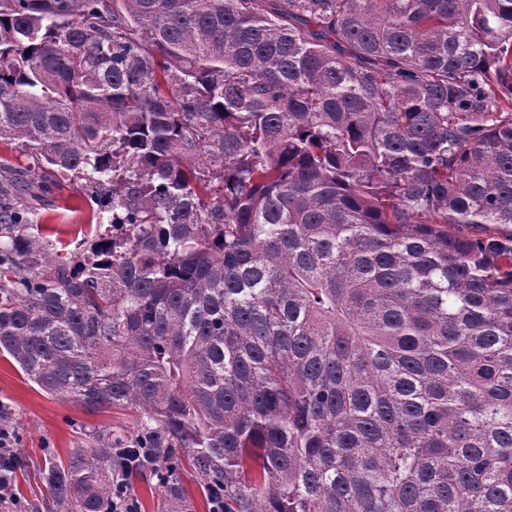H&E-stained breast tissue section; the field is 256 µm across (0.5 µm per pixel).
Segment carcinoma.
I'll list each match as a JSON object with an SVG mask.
<instances>
[{"label":"carcinoma","mask_w":512,"mask_h":512,"mask_svg":"<svg viewBox=\"0 0 512 512\" xmlns=\"http://www.w3.org/2000/svg\"><path fill=\"white\" fill-rule=\"evenodd\" d=\"M0 355L112 512H512V0H0ZM111 218L63 259L32 201ZM153 448H125V454L121 455L122 472H117L115 478H112V511L113 512H132L135 511V504L130 493V487L134 498L138 502L139 512H157V499L159 495L152 489L148 483L156 482L153 478L151 468H145L137 478H132L127 484L125 470L137 466L141 461V456L147 460L146 456L152 454ZM127 450V451H126ZM184 467L182 485L195 512H210L211 505L207 492L201 488L192 467L187 463H184Z\"/></svg>","instance_id":"carcinoma-1"}]
</instances>
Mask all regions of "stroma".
<instances>
[{
	"instance_id": "35a3bbf8",
	"label": "stroma",
	"mask_w": 512,
	"mask_h": 512,
	"mask_svg": "<svg viewBox=\"0 0 512 512\" xmlns=\"http://www.w3.org/2000/svg\"><path fill=\"white\" fill-rule=\"evenodd\" d=\"M96 208L84 189L67 183L54 197L39 202L36 214L50 238L67 243L90 224ZM0 403L7 407L6 421L15 433L20 459L11 486L0 494V512H10L16 497L34 505L36 512H59L42 480L50 465L67 460L80 447L85 430L107 426L119 433L132 430L137 421L130 409L91 415L76 402L48 395L1 356Z\"/></svg>"
}]
</instances>
